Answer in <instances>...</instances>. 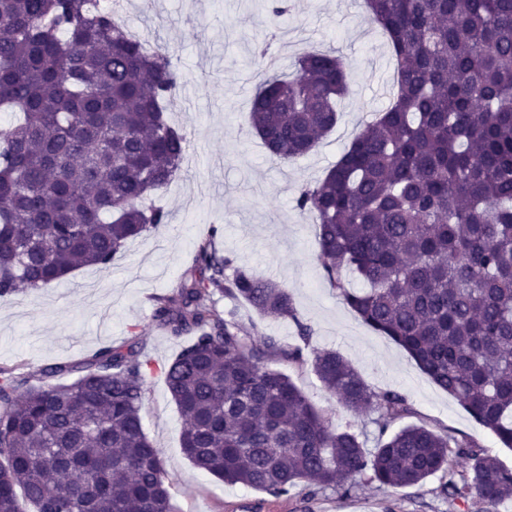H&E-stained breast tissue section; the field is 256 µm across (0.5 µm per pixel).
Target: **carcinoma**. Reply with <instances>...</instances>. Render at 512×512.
Returning a JSON list of instances; mask_svg holds the SVG:
<instances>
[{"instance_id": "cac0c4a2", "label": "carcinoma", "mask_w": 512, "mask_h": 512, "mask_svg": "<svg viewBox=\"0 0 512 512\" xmlns=\"http://www.w3.org/2000/svg\"><path fill=\"white\" fill-rule=\"evenodd\" d=\"M397 61L388 106L365 125L295 210L315 217L323 269L365 326L401 346L512 448V0H365ZM180 85L167 47L151 54L94 0H0V298L106 268L169 215L145 201L181 170L187 135L165 112ZM349 91L342 57L311 51L293 78H263L251 127L271 158L309 154ZM203 242L157 325L192 340L164 368L181 447L228 484L287 496L306 480L358 475L415 487L453 466L451 498L485 512L512 502V470L468 439L408 425L368 453L335 428L263 345L207 304L246 301L261 320L299 323L287 289ZM312 368L338 402L375 411L380 431L414 411L377 392L339 352ZM145 345L120 343L33 374L0 368V512H172L161 452L142 422Z\"/></svg>"}]
</instances>
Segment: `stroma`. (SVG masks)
<instances>
[{"mask_svg":"<svg viewBox=\"0 0 512 512\" xmlns=\"http://www.w3.org/2000/svg\"><path fill=\"white\" fill-rule=\"evenodd\" d=\"M290 3V13L277 18L268 12L267 0H124L127 23L168 44L183 75L168 120L190 140L189 164L154 198L168 213V224L129 242L110 267H84L57 284L0 299V367L31 373L87 359L107 345L145 343L154 373L145 386L143 427L162 451L176 512H236L242 500L260 504V512H483L472 500L444 494V472L411 488L382 486L361 475L344 491L303 484L293 495L275 499L211 477L181 448L183 422L163 369L187 340L157 326L155 299L177 287L195 248L216 226V248L236 265L288 288L300 321L260 323L250 307L225 296L214 298L215 307L235 311L242 324L253 325L255 342L270 336L284 345L304 344L302 361L277 360L273 366L334 426L356 433L366 451L381 442L375 413L343 407L315 376L310 357L322 349L339 351L372 388L407 397L412 417L391 423L389 432L409 423L465 437L512 469V450L434 385L402 348L358 321L325 275L317 226L295 210L294 200L302 184L319 181L335 165L361 132L363 114L387 105L395 61L363 0ZM265 42L270 56L280 58L281 73L293 72L297 59L313 50L337 51L348 72L349 92L338 102L334 130L312 152L286 163L270 159L249 128L260 66L255 49ZM302 324L312 330L305 342L298 331Z\"/></svg>","mask_w":512,"mask_h":512,"instance_id":"obj_1","label":"stroma"}]
</instances>
